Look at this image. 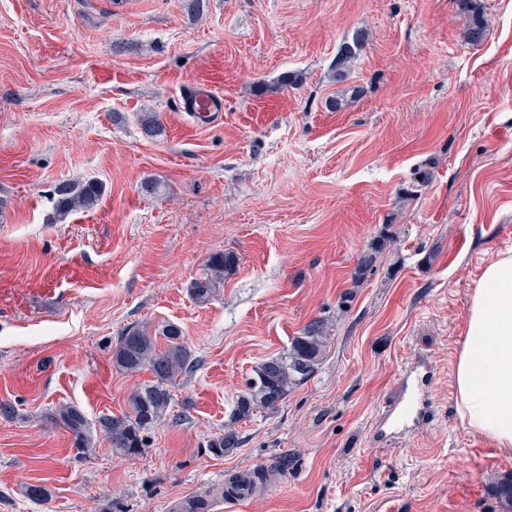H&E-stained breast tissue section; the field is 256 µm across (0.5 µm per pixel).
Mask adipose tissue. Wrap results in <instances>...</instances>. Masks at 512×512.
<instances>
[{"label": "adipose tissue", "instance_id": "adipose-tissue-1", "mask_svg": "<svg viewBox=\"0 0 512 512\" xmlns=\"http://www.w3.org/2000/svg\"><path fill=\"white\" fill-rule=\"evenodd\" d=\"M455 408L468 431L512 448V251L483 270L454 370Z\"/></svg>", "mask_w": 512, "mask_h": 512}]
</instances>
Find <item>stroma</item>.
I'll list each match as a JSON object with an SVG mask.
<instances>
[{
  "label": "stroma",
  "instance_id": "obj_1",
  "mask_svg": "<svg viewBox=\"0 0 512 512\" xmlns=\"http://www.w3.org/2000/svg\"><path fill=\"white\" fill-rule=\"evenodd\" d=\"M480 3L471 46L458 0H0V400L18 409L0 419V512H173L253 470L265 487L210 512H512L495 490L512 451L454 404L471 295L512 250V0ZM360 29L336 110L329 74ZM286 72L302 83L280 88ZM193 79L224 98L213 124L180 108ZM147 110L164 136L142 132ZM88 177L98 204L50 223L55 187ZM219 251L237 266L197 303ZM314 319L317 372L237 420L255 368ZM169 323L198 366L148 448L78 458L50 415L126 410L149 375L112 348L133 327L165 346ZM414 357L434 369L427 417L374 438ZM231 428L239 448L213 456ZM462 9L471 13L470 23L463 33V41L466 44L478 45L481 43L486 34V26L484 16L481 11L478 0H458Z\"/></svg>",
  "mask_w": 512,
  "mask_h": 512
}]
</instances>
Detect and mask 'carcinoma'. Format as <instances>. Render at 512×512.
I'll use <instances>...</instances> for the list:
<instances>
[{
	"instance_id": "cac0c4a2",
	"label": "carcinoma",
	"mask_w": 512,
	"mask_h": 512,
	"mask_svg": "<svg viewBox=\"0 0 512 512\" xmlns=\"http://www.w3.org/2000/svg\"><path fill=\"white\" fill-rule=\"evenodd\" d=\"M462 9L471 13L470 23L463 33V41L470 45L481 43L486 34L484 16L478 0H460ZM365 40L359 32L353 45L344 47L336 61L332 78L342 82L347 78L348 64L354 58L353 46ZM137 121L144 134L158 137L163 127L154 112H140ZM103 195V185L95 178L74 182H62L55 188L54 210L50 221L57 224L70 216L94 208ZM237 263L232 252L212 254L202 277L191 284L196 302L210 301L217 288L224 284L225 274ZM166 339L164 349L157 348L155 339L145 329H130L119 336L112 353V363L127 373L147 370L151 379L141 384L128 397L129 411L119 415L102 414L91 422L83 411L74 405H62L51 415L55 427L68 432L76 454L84 456L93 449V435H99L112 452L124 457H135L147 446V433L169 410L172 401V386L176 377L190 375L198 366V360L183 341L182 330L175 324L162 329ZM329 342L325 321H310L299 336L293 337L288 351L274 356L255 370L247 384V391L236 402L237 419L250 418L254 411L274 409L288 395V391L306 382L322 363ZM235 432L227 431L209 442L211 454L222 457L239 447Z\"/></svg>"
}]
</instances>
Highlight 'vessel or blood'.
Listing matches in <instances>:
<instances>
[{
  "label": "vessel or blood",
  "mask_w": 512,
  "mask_h": 512,
  "mask_svg": "<svg viewBox=\"0 0 512 512\" xmlns=\"http://www.w3.org/2000/svg\"><path fill=\"white\" fill-rule=\"evenodd\" d=\"M180 106L198 119L216 117L224 110V98L209 84L191 82L183 87ZM431 378L429 365H405L399 377L401 394L396 401L379 407L375 417L377 430L384 434L408 432L422 421L428 411L426 389Z\"/></svg>",
  "instance_id": "1"
}]
</instances>
